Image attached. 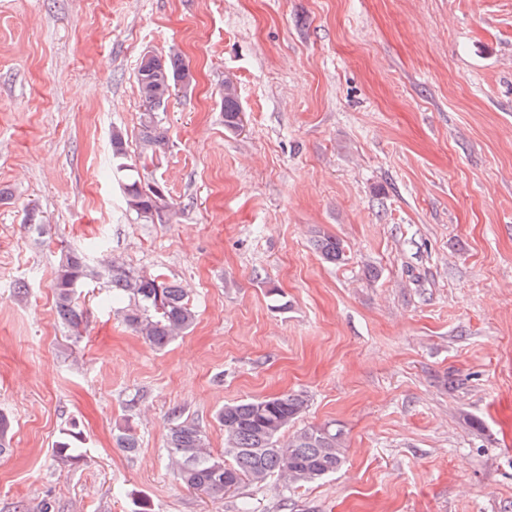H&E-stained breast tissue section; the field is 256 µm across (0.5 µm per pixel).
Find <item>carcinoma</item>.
Masks as SVG:
<instances>
[{
    "label": "carcinoma",
    "instance_id": "carcinoma-1",
    "mask_svg": "<svg viewBox=\"0 0 512 512\" xmlns=\"http://www.w3.org/2000/svg\"><path fill=\"white\" fill-rule=\"evenodd\" d=\"M189 68L180 55H153L139 63L136 71L138 94L145 107L138 130L142 153L154 156L166 144V129L157 117L176 91L178 81ZM224 127L236 131L242 122L237 87L224 82L222 92ZM112 158L121 173L127 208L146 222H161L173 204L164 183L141 179L137 160L128 156L122 131H112ZM321 258L332 265L347 260L341 239L318 234L313 242ZM98 281L110 289L108 304L120 306L122 320L133 332L157 348H163L187 333L196 322V311L177 283L159 275L136 271L112 259L98 267L90 266L75 251L61 254L53 281L55 308L60 320L73 329L83 322L76 291L83 283ZM307 407L306 395L287 393L227 404L217 414L224 427V456L208 448L206 436L192 419L179 418L168 436L171 460L178 479L214 501L239 489L243 484L261 485L275 476L285 485L314 482L335 473L344 459V430L334 422L308 425L296 430L287 444L283 433ZM82 443L76 429L57 442L58 463L70 465L79 457L75 448Z\"/></svg>",
    "mask_w": 512,
    "mask_h": 512
}]
</instances>
